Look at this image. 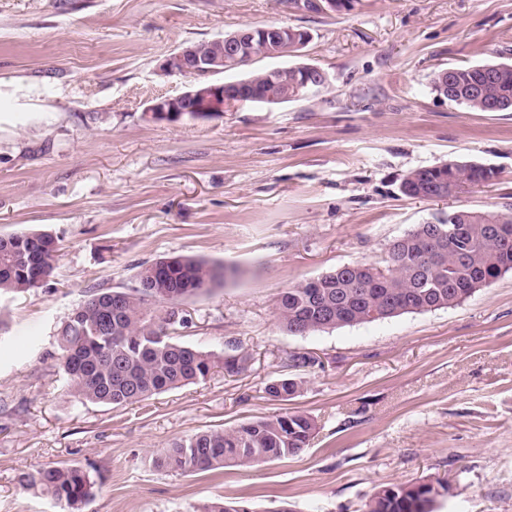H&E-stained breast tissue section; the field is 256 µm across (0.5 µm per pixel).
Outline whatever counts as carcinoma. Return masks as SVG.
<instances>
[{
	"label": "carcinoma",
	"instance_id": "cac0c4a2",
	"mask_svg": "<svg viewBox=\"0 0 512 512\" xmlns=\"http://www.w3.org/2000/svg\"><path fill=\"white\" fill-rule=\"evenodd\" d=\"M245 75V101L268 105L299 100L305 73L295 65L275 74L262 65ZM432 90L471 112H512V63L488 62L453 67L435 74ZM496 172L473 161L450 160L412 170L400 190L411 198L432 199L439 186L459 189L491 182ZM60 251L57 239L42 231L20 229L0 236V298L24 294L50 277ZM512 271V215L460 209L436 224H418L389 246L383 265L355 263L305 279L282 291L276 302L279 322L292 335L372 323L405 313L453 308L477 290ZM236 269L207 260L171 255L138 265L134 285L93 287L86 291L57 333L66 394L84 404L122 407L206 379L222 365L240 373L248 357L231 347L220 354L176 339L188 319L180 302L221 286ZM315 365L306 353L292 356L295 374L266 387L274 400L293 398L303 372ZM315 420L285 412L212 428L174 440L154 464L181 472L202 473L224 467H252L295 456L316 436ZM20 484L38 488L66 512H82L94 495L90 471L58 465L24 473ZM443 479L378 487L365 512H433L449 494ZM193 512H251L242 501L206 500Z\"/></svg>",
	"mask_w": 512,
	"mask_h": 512
}]
</instances>
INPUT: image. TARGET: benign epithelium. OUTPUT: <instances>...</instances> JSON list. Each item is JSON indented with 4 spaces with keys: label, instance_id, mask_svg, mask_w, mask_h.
<instances>
[{
    "label": "benign epithelium",
    "instance_id": "obj_1",
    "mask_svg": "<svg viewBox=\"0 0 512 512\" xmlns=\"http://www.w3.org/2000/svg\"><path fill=\"white\" fill-rule=\"evenodd\" d=\"M258 36L271 44L268 54L272 56L288 48L300 50L308 40L305 34L302 40L296 39L290 46L286 27H268L259 32L248 26L213 39L217 44L215 49L192 44L183 46L160 62L158 72L189 76L191 84L180 94L151 100L145 108V115L157 121H177L190 112L195 119H205L236 105L237 100L246 94L247 82H224L214 79V76L229 68L241 69L256 60L251 54V47Z\"/></svg>",
    "mask_w": 512,
    "mask_h": 512
}]
</instances>
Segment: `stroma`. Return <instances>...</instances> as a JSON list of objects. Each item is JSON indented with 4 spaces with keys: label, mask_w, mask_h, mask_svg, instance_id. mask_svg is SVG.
Returning <instances> with one entry per match:
<instances>
[{
    "label": "stroma",
    "mask_w": 512,
    "mask_h": 512,
    "mask_svg": "<svg viewBox=\"0 0 512 512\" xmlns=\"http://www.w3.org/2000/svg\"><path fill=\"white\" fill-rule=\"evenodd\" d=\"M309 34L299 60L318 95L240 103L206 119L145 117L186 77L158 74L178 48L245 25ZM512 61V0H0V235L60 245L54 275L6 299L0 331V512H61L20 474L77 462L84 512H192L217 496L253 512H363L374 489L448 477L435 512H512V273L461 305L306 336L278 322V294L339 266L383 261L415 225L459 209L512 212V112L437 96L439 71ZM451 159L497 173L445 199L400 191ZM171 254L236 268L182 303L181 342L248 356L127 407L64 392L55 331L89 288L132 285ZM317 363L291 400L268 384L291 355ZM284 412L313 417L309 448L249 469H159L175 439Z\"/></svg>",
    "instance_id": "stroma-1"
}]
</instances>
